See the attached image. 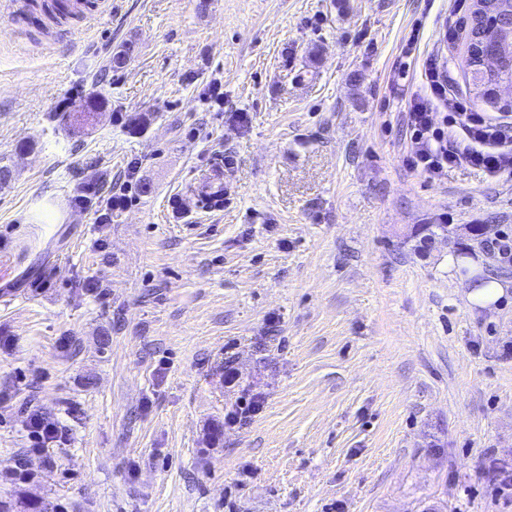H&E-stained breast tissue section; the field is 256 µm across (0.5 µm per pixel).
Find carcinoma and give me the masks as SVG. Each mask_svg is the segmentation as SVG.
Instances as JSON below:
<instances>
[{
	"label": "carcinoma",
	"mask_w": 512,
	"mask_h": 512,
	"mask_svg": "<svg viewBox=\"0 0 512 512\" xmlns=\"http://www.w3.org/2000/svg\"><path fill=\"white\" fill-rule=\"evenodd\" d=\"M512 8V0H476L472 14L477 18V24L468 27L467 52L478 55L487 51L488 44L485 31L490 26L495 13L500 7ZM38 8L48 17L60 21L73 15V5L70 0H51V3H42ZM494 52L499 56L500 66L497 70L484 73L482 69L474 67L470 70L471 92L474 98L487 103L493 102L490 88L499 83L512 82V48L504 50L502 43L497 42ZM419 239V247L426 248L438 238L448 239V247L452 249L457 267L468 277L471 287L485 288L492 283L491 276L486 272L477 271L475 263L486 257L496 259L494 247L489 244L482 233V225L467 224L463 232L452 224H420L415 231ZM44 512L38 502L20 498L14 502L0 501V512Z\"/></svg>",
	"instance_id": "cac0c4a2"
}]
</instances>
